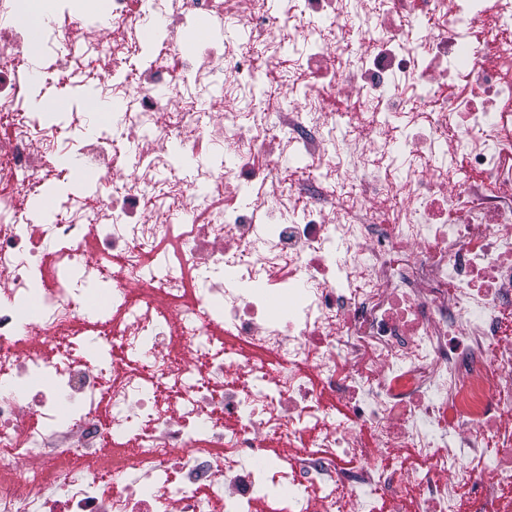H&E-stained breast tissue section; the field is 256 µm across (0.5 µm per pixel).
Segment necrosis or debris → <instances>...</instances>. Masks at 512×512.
<instances>
[{
	"instance_id": "necrosis-or-debris-1",
	"label": "necrosis or debris",
	"mask_w": 512,
	"mask_h": 512,
	"mask_svg": "<svg viewBox=\"0 0 512 512\" xmlns=\"http://www.w3.org/2000/svg\"><path fill=\"white\" fill-rule=\"evenodd\" d=\"M140 5L61 0L41 58L75 84L109 74L112 114H73L99 180L35 224L25 202L69 143L25 111L15 20L31 0H0V512H336L340 485L359 512H408L414 485L417 512H449L454 478L468 512H499L512 0H239L232 36L193 56L176 33L216 0H152L164 35L133 84L115 72L142 49ZM107 20L92 49L60 55L75 24ZM285 52L287 97L247 105ZM139 137L175 142L196 179L164 150L127 172ZM287 158L311 177L269 193ZM297 197L296 219L257 222ZM397 448L422 469L385 466Z\"/></svg>"
}]
</instances>
